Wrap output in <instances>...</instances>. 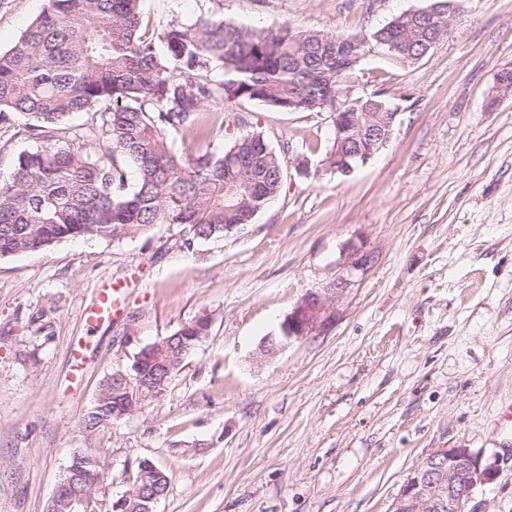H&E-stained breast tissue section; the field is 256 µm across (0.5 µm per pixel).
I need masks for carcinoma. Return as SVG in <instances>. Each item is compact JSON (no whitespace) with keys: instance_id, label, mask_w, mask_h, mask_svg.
<instances>
[{"instance_id":"carcinoma-1","label":"carcinoma","mask_w":512,"mask_h":512,"mask_svg":"<svg viewBox=\"0 0 512 512\" xmlns=\"http://www.w3.org/2000/svg\"><path fill=\"white\" fill-rule=\"evenodd\" d=\"M426 13L409 9L374 31L394 45L390 55L410 63L448 38V0H430ZM139 0H46L14 45L0 52V120H29L36 145L18 154L0 183V257L43 251L67 239L120 241L156 224H178L194 239L221 237L233 224H252L280 191L279 155L258 132L228 134L221 153L197 147L173 151L168 135L208 137L200 112L217 99L247 100L278 112H327L341 80L364 51L357 33L327 35L288 26L258 27L201 17L171 24L157 36L141 32ZM216 71L218 78L207 74ZM398 106L386 96L350 99L341 116L350 132L325 153L331 173L364 164L371 135L397 124ZM84 113L81 125L71 116ZM103 139L107 149L91 151ZM134 167L135 182L128 169ZM29 323L50 336L52 311ZM210 332L206 317L143 346L145 404L163 397L190 346ZM126 394L105 376L84 414L94 432L126 417ZM146 493L120 512H145L146 496H164L168 475L145 459L134 477Z\"/></svg>"}]
</instances>
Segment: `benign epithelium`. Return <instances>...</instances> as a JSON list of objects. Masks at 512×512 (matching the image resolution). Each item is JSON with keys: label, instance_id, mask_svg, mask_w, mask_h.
<instances>
[{"label": "benign epithelium", "instance_id": "benign-epithelium-1", "mask_svg": "<svg viewBox=\"0 0 512 512\" xmlns=\"http://www.w3.org/2000/svg\"><path fill=\"white\" fill-rule=\"evenodd\" d=\"M368 263L367 256L352 242L341 248L340 262L348 274L362 271ZM349 279H336L331 288L310 291L285 315L279 334L262 340L260 351L264 355L275 353L292 340L302 339L331 322L328 310L333 302L347 290ZM127 382V413L141 408V385ZM495 469L481 465L478 455L463 447L436 448L409 474L390 512H464L465 504L474 488L493 481ZM78 477L60 480L55 485L50 503H63L71 512H90L95 505L106 501V487L99 482L87 491L76 490Z\"/></svg>", "mask_w": 512, "mask_h": 512}]
</instances>
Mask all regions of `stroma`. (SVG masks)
<instances>
[{"mask_svg": "<svg viewBox=\"0 0 512 512\" xmlns=\"http://www.w3.org/2000/svg\"><path fill=\"white\" fill-rule=\"evenodd\" d=\"M427 0H140L143 29L204 13L256 26L371 33ZM45 0H0V51ZM512 64V0H464L451 35L414 63L383 50L343 80L352 97L399 106L389 142L339 177L321 172L326 112L254 101L207 106L210 148L235 115L280 155L282 188L255 223L220 238L157 224L122 241L64 240L0 258V512H46L72 455L94 448L109 497L139 460L169 478L154 512H390L432 450L465 447L494 465L465 512H512V95L491 104ZM34 141L22 115L0 123V181ZM305 155L314 174L295 167ZM370 257L331 307L332 325L269 359L257 346L307 292L335 281L339 249ZM129 283L121 315L87 333L97 292ZM53 309L52 335L27 326ZM206 316L168 392L86 433L99 384L145 344ZM88 336L80 384L73 340Z\"/></svg>", "mask_w": 512, "mask_h": 512, "instance_id": "obj_1", "label": "stroma"}]
</instances>
